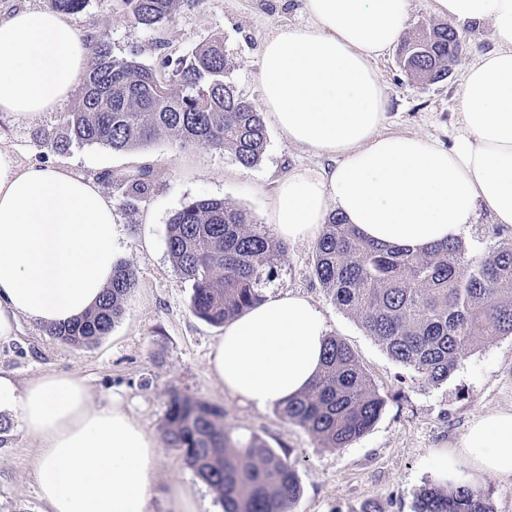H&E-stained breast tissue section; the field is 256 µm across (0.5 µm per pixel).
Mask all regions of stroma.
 <instances>
[{"label":"stroma","mask_w":512,"mask_h":512,"mask_svg":"<svg viewBox=\"0 0 512 512\" xmlns=\"http://www.w3.org/2000/svg\"><path fill=\"white\" fill-rule=\"evenodd\" d=\"M75 26L105 42L112 56L158 67L167 55L190 53L212 34L224 36L232 63L229 80L253 106H260L259 53L280 25H302L300 0H182L174 22L154 29L136 25L111 0H89L73 17ZM465 48L452 63L447 80L430 84L405 72L398 48L376 63L387 98L385 132L416 134L449 146L457 132L456 96L467 67L497 47L489 23L461 26ZM63 110L35 121L0 118L4 131L25 162L64 166L99 179L112 200V249L117 261L136 271V285L111 333L96 344L76 347L49 336L40 326L20 320L16 337L0 343V372L18 386L48 373L84 381L92 405L120 401L130 416L162 439L169 391L181 392L223 408L224 424L235 436L257 435L279 454L300 459L302 493L291 512H413L417 493L432 483L431 463L439 449L456 445L473 420L494 410H512V335L496 336L458 361L448 380L433 386L417 380L394 361L353 314L339 309L314 276L315 245L291 242L264 290L294 292L322 311L328 335L355 354L368 380L385 399V408L361 437L330 449L275 408L241 402L220 386L208 369L224 330L193 315L192 286L173 268L167 254L166 227L173 215L201 198H218L270 226L269 202L278 179L316 157L288 142L275 126L258 164L245 167L229 152L180 147L161 135L136 152L101 145L57 148L44 141L59 132ZM156 164L162 178L147 196L128 202L119 182L137 162ZM512 240V227L478 210L461 243L466 258H478ZM38 450L17 414L0 412V512H48L36 483ZM190 486L200 512H223L217 494L177 451L161 448L156 494L150 512H169L164 493L171 482Z\"/></svg>","instance_id":"obj_1"}]
</instances>
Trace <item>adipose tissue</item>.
Returning a JSON list of instances; mask_svg holds the SVG:
<instances>
[{"label": "adipose tissue", "mask_w": 512, "mask_h": 512, "mask_svg": "<svg viewBox=\"0 0 512 512\" xmlns=\"http://www.w3.org/2000/svg\"><path fill=\"white\" fill-rule=\"evenodd\" d=\"M306 24L279 26L259 55L262 104L276 128L333 167L301 166L271 199L280 238L317 240L331 211L365 237L421 252L460 239L478 209L512 226V0H433L436 14L491 22L495 52L466 71L453 145L384 132L375 63L399 42L410 0H302ZM91 43L64 14L0 15V117L31 121L62 106L88 68ZM112 201L93 179L20 160L0 133V343L20 319L44 328L98 304L112 280ZM325 321L307 297L279 292L224 328L209 371L257 407L304 392L317 374ZM17 412L39 448L48 512H148L160 450L120 404L90 408L64 373L25 387L0 374V411ZM512 477V410L476 418L434 457L436 482L478 487Z\"/></svg>", "instance_id": "ef3b65f1"}]
</instances>
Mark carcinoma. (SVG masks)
Masks as SVG:
<instances>
[{
  "label": "carcinoma",
  "mask_w": 512,
  "mask_h": 512,
  "mask_svg": "<svg viewBox=\"0 0 512 512\" xmlns=\"http://www.w3.org/2000/svg\"><path fill=\"white\" fill-rule=\"evenodd\" d=\"M114 2L146 29L172 20L180 5V0ZM87 3L48 0L64 14H77ZM464 44L453 27L436 26L404 42L400 59L415 79L438 83L448 78ZM229 70L221 34L187 56H165L157 68L114 58L96 41L77 104L65 113L61 133L46 140L57 147L75 142L127 152L165 133L182 147L228 151L241 165L253 166L266 147V125L226 81ZM159 175L151 164L130 170L122 176L127 195L146 194ZM166 246L174 268L192 282V313L215 327L263 300V275L285 252L283 242L247 212L219 199L198 200L176 212L167 225ZM315 275L339 309L355 315L395 361L429 385L447 381L468 349L512 335V242L475 261L464 260L457 243L413 253L363 239L334 211L316 243ZM134 286L132 267L116 264L98 306L51 335L77 347L98 342L122 316ZM384 405L350 348L329 336L311 388L277 410L337 449L363 435ZM164 442L217 493L224 512H290L300 495V460L281 456L258 437H233L223 409L175 390ZM413 512L491 510L480 488L429 485L417 494Z\"/></svg>",
  "instance_id": "cac0c4a2"
}]
</instances>
